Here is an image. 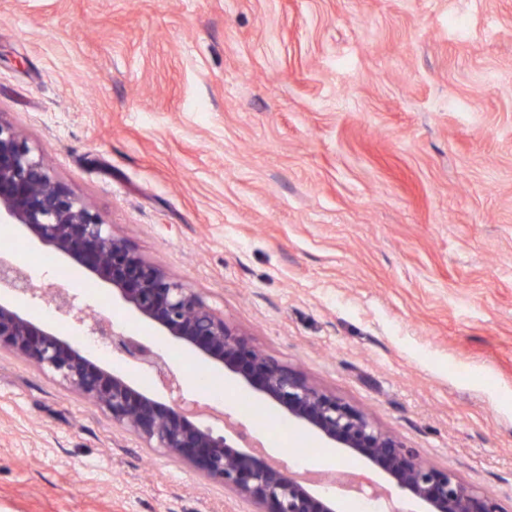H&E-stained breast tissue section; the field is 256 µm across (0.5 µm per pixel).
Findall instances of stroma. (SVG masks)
Returning <instances> with one entry per match:
<instances>
[{
    "label": "stroma",
    "mask_w": 512,
    "mask_h": 512,
    "mask_svg": "<svg viewBox=\"0 0 512 512\" xmlns=\"http://www.w3.org/2000/svg\"><path fill=\"white\" fill-rule=\"evenodd\" d=\"M0 117L251 344L512 512V0H0ZM245 428L291 471H365L273 410ZM0 512L254 508L0 350Z\"/></svg>",
    "instance_id": "obj_1"
}]
</instances>
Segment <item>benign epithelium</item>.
Masks as SVG:
<instances>
[{"instance_id":"7a95c632","label":"benign epithelium","mask_w":512,"mask_h":512,"mask_svg":"<svg viewBox=\"0 0 512 512\" xmlns=\"http://www.w3.org/2000/svg\"><path fill=\"white\" fill-rule=\"evenodd\" d=\"M0 224H12L29 239L72 259L112 286V295L140 320L221 366L256 396L331 448H343L381 469L390 494L411 498L423 512H504L499 500L465 486L448 469L423 460L372 416L309 382L302 373L252 346L191 288L144 261L112 235L99 212L55 179L45 158L0 116ZM49 298L56 312L86 336L109 340L112 352L154 371L168 393L160 402L131 380L92 359L73 339L16 302ZM5 349L59 377L72 392L90 399L112 425L233 490L263 512H340L327 494L317 495L289 471L252 451L232 445L213 428L189 419L180 380L162 353L116 331L87 311L66 289L36 287L22 264L0 258V350Z\"/></svg>"}]
</instances>
